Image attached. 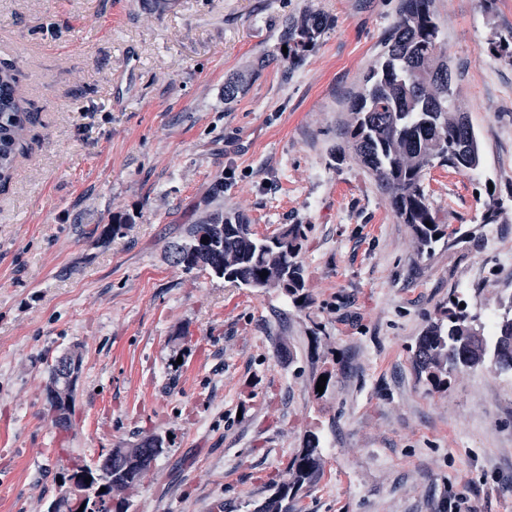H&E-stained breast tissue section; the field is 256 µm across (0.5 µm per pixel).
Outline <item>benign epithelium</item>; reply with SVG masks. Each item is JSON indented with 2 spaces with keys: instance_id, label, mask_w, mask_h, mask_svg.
<instances>
[{
  "instance_id": "obj_1",
  "label": "benign epithelium",
  "mask_w": 512,
  "mask_h": 512,
  "mask_svg": "<svg viewBox=\"0 0 512 512\" xmlns=\"http://www.w3.org/2000/svg\"><path fill=\"white\" fill-rule=\"evenodd\" d=\"M79 362L80 354L76 351H71L56 361L49 384L51 397L65 401L75 392ZM136 448L135 443L125 448H112L86 465L85 471L69 474L60 483L58 494L48 512H64L68 508L77 510L83 505L91 512H114L119 507L124 512H129L130 502L121 495L123 488L112 483V458L116 455L132 456ZM87 477L91 478L88 484L85 483ZM102 487L105 488L103 492L100 491Z\"/></svg>"
}]
</instances>
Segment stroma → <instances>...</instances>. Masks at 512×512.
Instances as JSON below:
<instances>
[{"label":"stroma","instance_id":"35a3bbf8","mask_svg":"<svg viewBox=\"0 0 512 512\" xmlns=\"http://www.w3.org/2000/svg\"><path fill=\"white\" fill-rule=\"evenodd\" d=\"M398 7L0 0V66L31 114L0 183V512H48L74 461L147 433L166 447L132 512H258L312 432L328 448L293 512H446L462 496L512 512V377L464 369L437 391L413 364L449 295L478 312L512 295V62L492 53L512 0H434L484 163L428 170L448 237L429 257L374 176L337 156ZM302 14L331 25L290 67L278 35ZM235 74L247 82L228 103ZM218 183L257 235L310 225L305 306L173 263ZM493 199L504 219L481 223ZM117 216L129 223L107 236ZM73 348L64 435L46 386Z\"/></svg>","mask_w":512,"mask_h":512}]
</instances>
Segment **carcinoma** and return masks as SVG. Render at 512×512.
I'll use <instances>...</instances> for the list:
<instances>
[{
    "mask_svg": "<svg viewBox=\"0 0 512 512\" xmlns=\"http://www.w3.org/2000/svg\"><path fill=\"white\" fill-rule=\"evenodd\" d=\"M328 26L329 19L320 14L288 18L279 33L280 44L288 49L281 61L297 64ZM385 46L351 105L345 137L356 161L388 194L401 222L411 226L419 254L430 255L446 231L437 224L424 190L426 171L436 164L457 167L460 147L465 168L475 171L483 163L482 148L473 126L462 129L460 121L467 116L454 109V89L439 77L448 72V58L432 0H401ZM22 102L15 70L0 66V182L9 179L15 167L29 123ZM308 232L307 224H285L277 235L259 239L246 216L226 213L219 206L205 219L186 225L184 238L171 253L173 262L187 271L208 269L238 286H272L298 302L306 299L299 254ZM264 271L268 275H262ZM461 303L451 298L440 306L439 318L415 346L418 374L434 390L448 389V378L455 372L485 363L500 374H512V296L500 303L493 335L485 334L482 316ZM159 441L155 435L142 437L139 455L112 460V473L137 485L161 454ZM322 451L320 435L308 434L289 462L292 481L279 486L260 512H288V502L318 477Z\"/></svg>",
    "mask_w": 512,
    "mask_h": 512,
    "instance_id": "1",
    "label": "carcinoma"
}]
</instances>
